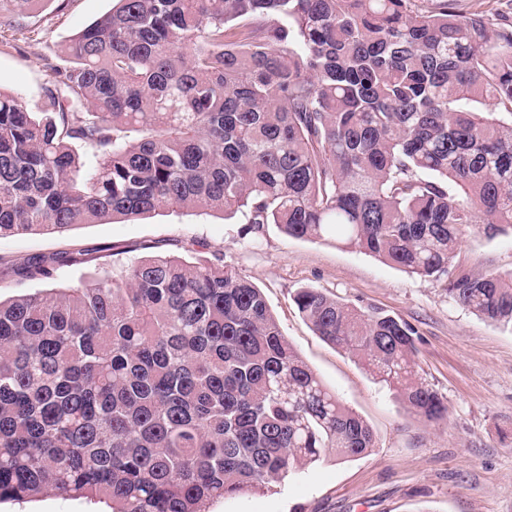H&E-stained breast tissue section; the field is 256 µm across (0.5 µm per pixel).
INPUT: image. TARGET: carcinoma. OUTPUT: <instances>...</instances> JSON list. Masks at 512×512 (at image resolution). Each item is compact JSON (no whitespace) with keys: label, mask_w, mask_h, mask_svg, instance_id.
Masks as SVG:
<instances>
[{"label":"carcinoma","mask_w":512,"mask_h":512,"mask_svg":"<svg viewBox=\"0 0 512 512\" xmlns=\"http://www.w3.org/2000/svg\"><path fill=\"white\" fill-rule=\"evenodd\" d=\"M115 0L32 112L0 93V239L161 210L242 214L447 284L512 332V270L475 275L464 228L512 236V0ZM86 278L58 286L56 271ZM0 299V504L211 512L298 468L367 455L369 425L224 260L102 266L63 250ZM427 422L417 332L316 288L294 295ZM104 504H90L84 499H61L44 495L28 503H3L0 512H100L110 511Z\"/></svg>","instance_id":"carcinoma-1"}]
</instances>
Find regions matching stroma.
Returning a JSON list of instances; mask_svg holds the SVG:
<instances>
[{
  "label": "stroma",
  "mask_w": 512,
  "mask_h": 512,
  "mask_svg": "<svg viewBox=\"0 0 512 512\" xmlns=\"http://www.w3.org/2000/svg\"><path fill=\"white\" fill-rule=\"evenodd\" d=\"M111 8L112 0H39L0 16V91L40 107L60 48ZM243 229L242 216L184 209L0 240V295L39 290L17 281L12 265L61 250H88L117 266L147 254L222 257L263 291L283 335L367 422L375 446L364 457H330L268 489L218 500L213 512H512V333L471 314L444 283L357 249L291 238L273 224L256 240ZM460 259L479 274L511 270L512 237L490 239L470 225ZM306 287L413 326L417 376L447 402V419L429 423L410 413L354 357L316 336L294 303Z\"/></svg>",
  "instance_id": "obj_1"
}]
</instances>
